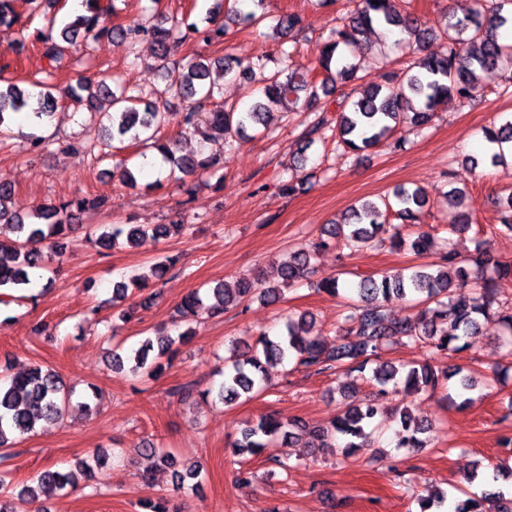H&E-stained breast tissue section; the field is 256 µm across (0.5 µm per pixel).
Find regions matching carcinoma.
I'll use <instances>...</instances> for the list:
<instances>
[{
    "instance_id": "cac0c4a2",
    "label": "carcinoma",
    "mask_w": 512,
    "mask_h": 512,
    "mask_svg": "<svg viewBox=\"0 0 512 512\" xmlns=\"http://www.w3.org/2000/svg\"><path fill=\"white\" fill-rule=\"evenodd\" d=\"M353 2L355 7L344 22L332 30L322 48L318 67L324 76L318 83L288 64L290 52L284 48L282 39L295 37L299 19L285 12L267 14L265 0H252L254 9L248 12L236 7L237 0H213L207 10V22L213 24L222 16L227 21L246 25L268 23L269 30L281 40L275 59L276 69L272 72L266 71L267 63L261 59L245 64L229 55L213 60L200 55L171 60L179 46L186 42L208 44L215 38H224L228 31L225 24L201 29L186 17L174 21L159 14L150 26L135 21L106 25L103 16L109 7L102 5L101 0H83L85 12L66 23L59 38H54L51 31L46 34L39 31L35 35V39L43 44L44 54L52 67L47 80L35 84L39 91L34 93L13 83L0 86V140L9 137L8 122L14 115L26 111L31 99L37 102V107L32 109L35 118L45 120L55 112L58 100L48 80L54 77V71L63 67L67 46L77 43L80 38L86 41L106 37L131 45L150 40L155 57L162 63L165 78L170 81L169 88L191 101L188 111L180 113L181 124L192 127L204 141L210 139L213 130L224 135L244 133L263 123L265 113L272 107L284 112H326L328 86L341 85L348 92L343 95L336 122V145L353 154L393 140L399 124L407 120L419 127L427 126L444 100L452 97L470 102L480 86L500 72L512 70V47L487 35L492 26H512V0H474V9L470 13L462 17L446 14L445 24L438 34L422 26L414 13L399 12L394 0H378L376 4L373 0ZM29 3L33 8L29 19L24 20L14 11L12 0H0V26H17L21 31H27L40 7L51 9L58 0H29ZM376 26L387 32L394 29L406 31L423 43L438 35L445 46L439 53L418 57L406 67L401 78L394 76L384 85L362 87L357 81L364 59L352 58L341 48L359 43ZM226 81L243 84L248 96L255 101L243 109H226L216 102V95L220 94L221 85ZM68 93L88 111L99 112L112 121V131L101 141V157L114 159L112 173L127 185L137 184L127 159L120 157L130 145L143 148L140 152L143 158L146 157L145 150L157 151L170 165L171 176L177 171L184 175L207 173L217 164L216 159L202 152L177 155L176 142L158 136L167 123L168 112L155 103L138 108L136 96L115 79L109 85L82 78L76 86L69 88ZM127 135L130 136L128 145L124 140ZM486 140L498 146V150L487 155L490 163L496 165L505 161L503 145L512 143V118L488 130ZM14 194L12 183L0 177V288L8 286L23 290L32 284L33 278H42L50 260L65 254V239L72 229L71 211L97 210L103 203L77 198L57 205H37L22 216L9 206ZM382 205L393 212L395 219L420 224L426 199L421 188L400 186L392 196L382 199ZM379 215V204L364 201L352 207L342 221L325 229L323 237L310 249L297 251L279 263L276 273L280 281L271 284L259 277L241 278L233 285L221 281L209 288L204 297L198 290L187 293L180 304V313L185 318H194L197 309L205 305L210 314H220L255 296L268 303L275 302L280 298L282 288L307 276L311 260L318 252L340 244L363 248L373 243L386 231ZM184 228L185 224L181 222L98 224L94 234L96 243L114 249L133 247L148 235L166 239ZM390 241L396 249L408 245L419 255L427 253L431 247L430 237L425 232L406 242L398 224L392 226ZM175 262V258L165 256L153 264L151 275H134L128 283L120 281L113 285V327L129 321L137 309L147 307L158 298V291L153 290L133 302L129 287L139 291L146 289L149 277L161 278ZM490 265L494 267L497 279L512 280V262L493 263L488 251L482 247L476 248L475 253L465 260L450 249L437 260L411 267L406 273L386 272L364 277L355 292L370 305L357 314L348 315L347 319L354 321V327L331 342L312 332L313 319L306 314L288 318L285 331L277 336L262 333L251 343L244 340L231 342L230 356L224 359L223 380L215 399L230 405L244 394L260 391L266 383L268 367L291 358L306 368L347 378L354 372L364 373L388 342L458 353L469 347V339L478 335L482 321L489 319L499 325L504 345L512 347V306L499 302L494 283L482 276L483 270ZM393 294L415 297L421 306L420 317L389 318L382 302ZM194 334L192 327L176 336L161 331L154 337H146L136 349L125 350L118 345L111 352L112 371L153 377L162 369L160 359L171 358L177 345ZM453 378L461 397L457 407L462 408L470 402L468 394L476 384L472 377L462 374L460 367L440 370L424 365L405 369L384 362L372 371V379L380 394L400 393L405 397L433 392ZM353 392L352 384L344 382L340 393L345 404L330 425L310 433L323 448H334L338 446L336 441H342L338 447L346 458L370 447L377 428L376 420L381 415L377 404L352 400ZM74 395L75 387L66 385L54 370L39 364L14 375L1 371L0 450L7 451L16 437L33 431L40 422L63 421ZM399 421L397 447H423V435L430 432V426L412 416L405 407L399 411ZM304 431L306 424L300 419L283 421L274 414H263L247 424L234 448L242 455H258L274 440L280 439L287 444L297 433ZM142 451L173 469V490L192 491L202 481L200 465L179 466L174 455L153 446H146ZM105 461L106 454L98 450L68 470L45 469L31 483L24 485L17 497L34 502L44 489L53 492L73 489L77 486L78 476L94 477L95 472L105 467ZM455 512H512V499L500 493L478 495L466 492L457 502Z\"/></svg>"
}]
</instances>
